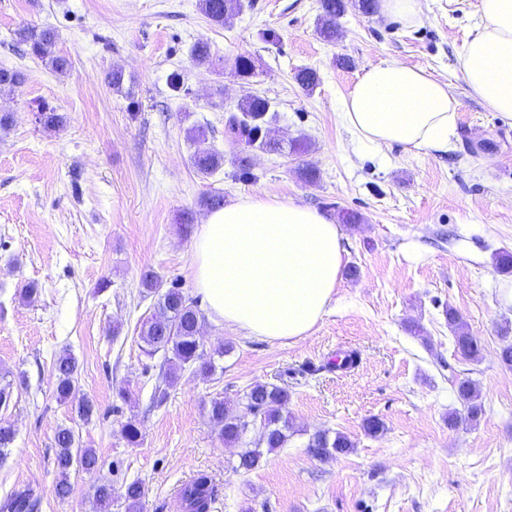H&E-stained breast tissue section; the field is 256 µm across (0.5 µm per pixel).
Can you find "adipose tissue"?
Returning a JSON list of instances; mask_svg holds the SVG:
<instances>
[{
    "label": "adipose tissue",
    "mask_w": 512,
    "mask_h": 512,
    "mask_svg": "<svg viewBox=\"0 0 512 512\" xmlns=\"http://www.w3.org/2000/svg\"><path fill=\"white\" fill-rule=\"evenodd\" d=\"M468 93L512 120V0H480L458 58ZM458 102L447 82L397 59L360 74L341 119L377 151L451 149ZM342 232L318 210L245 196L210 212L193 246L195 287L225 327L268 341L309 335L335 293Z\"/></svg>",
    "instance_id": "adipose-tissue-1"
}]
</instances>
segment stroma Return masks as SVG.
<instances>
[{
  "instance_id": "stroma-1",
  "label": "stroma",
  "mask_w": 512,
  "mask_h": 512,
  "mask_svg": "<svg viewBox=\"0 0 512 512\" xmlns=\"http://www.w3.org/2000/svg\"><path fill=\"white\" fill-rule=\"evenodd\" d=\"M345 3L340 35L327 42L320 0H244L221 26L199 0H0V68L23 75L0 86V113L13 117L0 129V373L13 387L0 415L15 432L0 460V502L29 486L35 512H96L97 481L119 491L137 480L147 491L143 512H181L179 489L205 473L218 487L211 512H512V367L500 360L512 344V305L501 296L512 272L494 262L512 251V122L470 96L455 68L479 0H425L411 30L365 14L359 0ZM26 23L56 29L65 72L16 41ZM269 30L276 42L266 41ZM200 39L214 66L192 62ZM240 55L252 58L253 77L236 73ZM391 58L450 85L459 107L448 153L381 155L341 122L358 75ZM116 64L122 93L107 80ZM305 67L320 76L309 94L295 81ZM175 71L186 96L168 88ZM252 94L271 101L277 137L306 140L309 151L250 149L243 177L224 147L225 107ZM44 107L65 116L63 128L38 122ZM197 123L208 128L206 147L224 154L207 177L190 163L196 146L186 129ZM308 166L315 180L302 177ZM213 191L228 203L291 198L340 223L341 280L299 341L246 338L203 316L200 342L215 370L185 368L159 405L164 355H148L139 337L156 305L142 275L196 297L193 242L207 216L199 200ZM187 212L194 223H181ZM30 284L37 299L20 301ZM449 308L480 340V361L456 352ZM65 349L78 361V396L96 406L91 420L56 398L53 362ZM349 351L360 354L355 367L326 370ZM445 361L479 387L478 422L449 427L463 405ZM257 383L287 389L288 442L238 471L242 446H254L261 426L250 423L242 444L225 445L206 406L220 398L242 410ZM131 417L141 430L135 446L120 434ZM370 418L382 433L365 432ZM64 426L99 464L71 475L62 497L55 434ZM324 430L348 436L350 452L312 457L308 441Z\"/></svg>"
}]
</instances>
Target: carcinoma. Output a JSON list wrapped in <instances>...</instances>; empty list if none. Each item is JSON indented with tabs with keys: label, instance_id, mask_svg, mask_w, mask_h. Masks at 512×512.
I'll return each mask as SVG.
<instances>
[{
	"label": "carcinoma",
	"instance_id": "1",
	"mask_svg": "<svg viewBox=\"0 0 512 512\" xmlns=\"http://www.w3.org/2000/svg\"><path fill=\"white\" fill-rule=\"evenodd\" d=\"M200 10L214 24L222 25L224 21L244 7L243 0H200ZM323 14L320 17L319 33L323 39H336V19L344 13V0H321ZM17 41L26 45L30 55L44 61L57 72H64L69 66L68 60L57 54L55 46L57 34L50 27L22 26L15 31ZM191 56L198 64L212 62L210 43L200 39L194 43ZM271 103L266 97L250 95L236 105V111L228 116L224 123V139L231 146H257L268 152H281L280 139L272 134L273 115L270 114ZM193 167L201 175L214 174L224 165V153L209 148H199L192 156ZM142 285L145 292L157 296L156 312L142 322L139 336L146 345V353L152 355L158 351L166 354L168 366L166 382L173 384L176 369L180 365H189L195 371L209 375L215 370L214 363L201 347L198 336V323L201 312L198 302L187 297L176 285L164 288L163 280L155 273L143 274ZM448 326L454 332L455 343L461 355L469 360L481 358V344L476 337L465 330L459 314L448 310ZM56 375V394L59 401L68 403L75 398L78 382L77 364L70 352L62 351L54 361ZM448 381L457 382V394L464 407L465 414L452 413L448 424L456 425L461 421L474 423L484 411L480 391L469 380L456 381L455 368L448 366ZM243 413L230 410L224 401L218 398L210 400L208 417L218 430L219 439L225 444L242 442L249 420H260L262 433L257 447L246 448L239 454L237 468L253 470L263 457L260 448L272 452L283 447L288 441L289 421L283 414L288 402V391L277 385L256 384L245 396ZM56 463L58 469L57 493L64 496L70 490V475L73 472H92L97 468L98 456L93 448L80 445L79 438L70 427H61L56 432ZM353 447L350 439L337 432L331 436L327 432H318L309 440L307 448L311 455L321 461L346 454ZM217 492L213 480L200 474L183 485L179 498L183 512H210L212 501ZM115 489L108 481L95 486L94 499L103 512L112 505ZM146 492L144 485L133 481L124 486L120 497L124 500L126 512H141ZM36 499L29 489L16 491L3 504V512H33Z\"/></svg>",
	"mask_w": 512,
	"mask_h": 512
}]
</instances>
